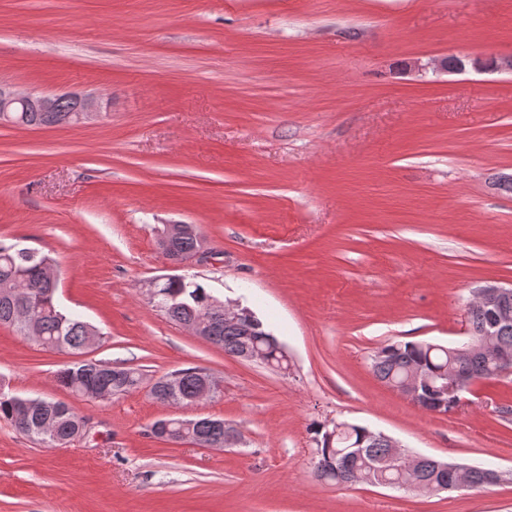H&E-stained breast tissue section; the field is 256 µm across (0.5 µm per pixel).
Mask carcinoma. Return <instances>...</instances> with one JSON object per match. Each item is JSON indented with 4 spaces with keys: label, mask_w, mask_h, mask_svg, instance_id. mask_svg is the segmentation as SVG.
<instances>
[{
    "label": "carcinoma",
    "mask_w": 512,
    "mask_h": 512,
    "mask_svg": "<svg viewBox=\"0 0 512 512\" xmlns=\"http://www.w3.org/2000/svg\"><path fill=\"white\" fill-rule=\"evenodd\" d=\"M68 112L15 113L29 126H48L68 117H75L71 108L76 103L68 101ZM207 244L197 226L181 237L157 242L165 255L190 252ZM51 258L41 253H29L16 244L0 243V325L15 327L23 332L19 319L21 310H30L40 322V335L35 341L49 349L82 350L91 338L100 333L77 315L62 310L56 303V285L45 272ZM212 294L201 283L187 278L170 281L160 289L156 306L167 317L181 325L194 322L199 313L207 308ZM206 341L224 349V353L241 358L247 344L259 339L265 328L256 320V329L247 332L239 325L223 318H214L207 327ZM422 364L428 373L440 378L456 367V358L448 348L428 342H393L380 347L372 357L371 368L377 378L387 384L398 385L408 369ZM465 364L472 376L478 380L494 379L498 364L488 351L478 349ZM198 367L177 370L180 380L172 389L162 388L152 398L163 404L190 405L198 386ZM62 386L73 393H93L95 399H110L138 387L140 374L133 368H121L107 362H78L58 374ZM0 419L9 422L20 434L47 448L60 447L83 433V418L70 405L41 397H21L4 391L0 383ZM369 428L358 424H347L339 432L331 429L317 431V462L314 467L316 479L337 485L393 484L408 480V475L388 463L390 448L382 440L365 438ZM201 432L219 444L224 442V426L205 425L200 430H191L174 421L168 441L180 443L192 441ZM440 461L422 457L417 465V478L431 481L436 476ZM492 470L473 466L467 476V487L478 489L487 485Z\"/></svg>",
    "instance_id": "carcinoma-1"
}]
</instances>
